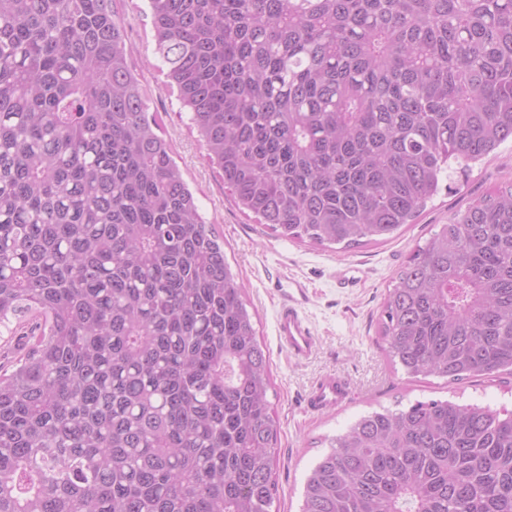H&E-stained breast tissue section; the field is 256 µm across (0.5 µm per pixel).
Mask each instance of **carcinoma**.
<instances>
[{"instance_id": "1", "label": "carcinoma", "mask_w": 512, "mask_h": 512, "mask_svg": "<svg viewBox=\"0 0 512 512\" xmlns=\"http://www.w3.org/2000/svg\"><path fill=\"white\" fill-rule=\"evenodd\" d=\"M237 206L289 240L390 237L512 138V0H149ZM114 0H0V512H272L278 422L242 288L128 62ZM406 373L512 372V184L398 272ZM301 512H512V412L373 410Z\"/></svg>"}]
</instances>
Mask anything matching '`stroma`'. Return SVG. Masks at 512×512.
<instances>
[{"instance_id":"stroma-1","label":"stroma","mask_w":512,"mask_h":512,"mask_svg":"<svg viewBox=\"0 0 512 512\" xmlns=\"http://www.w3.org/2000/svg\"><path fill=\"white\" fill-rule=\"evenodd\" d=\"M115 8L124 20L131 61L143 77L158 133L169 144L201 214L224 242V254L244 289L243 299L269 357L268 399L279 422L278 495L272 512H299L305 480L330 440L368 412L447 399L512 411V373L454 384L412 377L389 361L379 333L386 291L414 250L455 213L512 181V139L471 170L452 171L447 187L387 241L331 249L281 238L235 205L222 171L209 162L189 112L159 66L148 0H116ZM290 300L298 304L318 340L315 354L302 364L289 358L275 335L277 312ZM326 373L348 381L349 397L335 410L310 411L308 393Z\"/></svg>"}]
</instances>
